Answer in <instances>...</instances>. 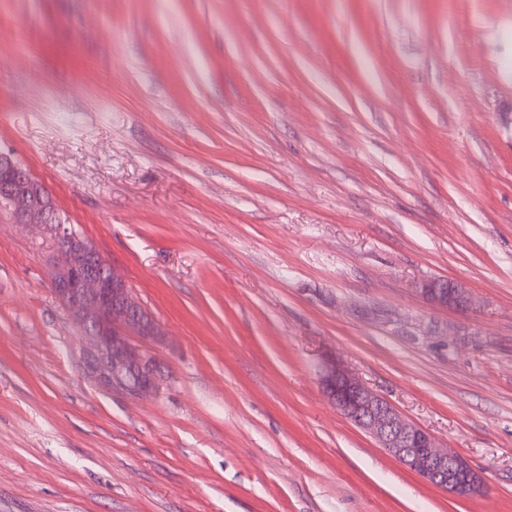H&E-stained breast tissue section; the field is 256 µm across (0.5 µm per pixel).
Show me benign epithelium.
<instances>
[{
    "mask_svg": "<svg viewBox=\"0 0 512 512\" xmlns=\"http://www.w3.org/2000/svg\"><path fill=\"white\" fill-rule=\"evenodd\" d=\"M0 212L16 224L34 228L49 242L53 292L65 314L84 330L85 373L113 393L132 399L154 395L158 389L155 356L133 344L130 337L161 335L157 321L135 297L123 274L59 218L47 190L5 152L0 154ZM422 292L440 306H469L466 290L449 281L429 282ZM321 384L336 408L375 436L406 470L450 494L465 496L479 489L481 476L463 455L407 421L359 378L331 363Z\"/></svg>",
    "mask_w": 512,
    "mask_h": 512,
    "instance_id": "obj_1",
    "label": "benign epithelium"
}]
</instances>
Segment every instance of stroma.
<instances>
[{
	"instance_id": "35a3bbf8",
	"label": "stroma",
	"mask_w": 512,
	"mask_h": 512,
	"mask_svg": "<svg viewBox=\"0 0 512 512\" xmlns=\"http://www.w3.org/2000/svg\"><path fill=\"white\" fill-rule=\"evenodd\" d=\"M1 151L163 334L153 397L100 389L0 222V512H512V0H0ZM330 363L483 488L405 470ZM427 299L437 305L465 309L469 306V297L464 288L449 281H432L422 289Z\"/></svg>"
}]
</instances>
